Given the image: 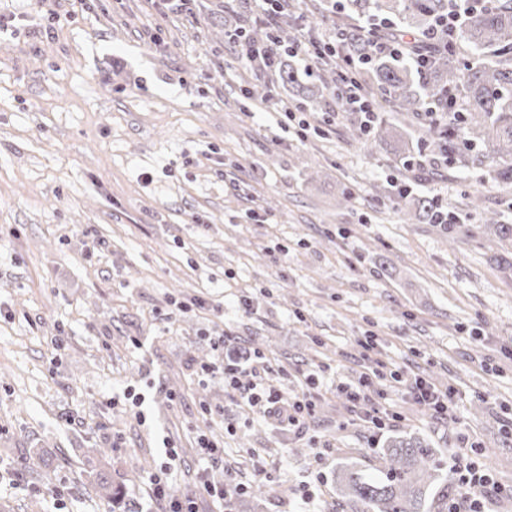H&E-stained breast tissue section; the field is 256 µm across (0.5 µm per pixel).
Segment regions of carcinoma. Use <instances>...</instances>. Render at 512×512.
<instances>
[{"instance_id": "cac0c4a2", "label": "carcinoma", "mask_w": 512, "mask_h": 512, "mask_svg": "<svg viewBox=\"0 0 512 512\" xmlns=\"http://www.w3.org/2000/svg\"><path fill=\"white\" fill-rule=\"evenodd\" d=\"M459 21L448 36V47L429 40V32L450 11ZM336 18V35L342 51L354 58L368 54L372 36L385 37V28L365 27L361 21H390L399 31L424 37L414 52L374 57L366 65L368 79L363 90L375 106L394 102L397 122L377 123L375 136L395 142L402 170L412 168L423 148L448 153V164L465 167L480 163L485 176L512 184V0H498L492 8L471 0H319L312 5L310 23L320 17ZM253 22L247 38L255 44L270 41L288 47L280 32ZM428 57L424 71L413 57ZM280 83L297 87V93L312 99L318 86L303 87L296 72L277 62L270 67ZM456 102L448 122L428 124L422 113L435 102ZM421 123L417 142L407 129ZM409 219L433 220L434 200L404 192L399 195ZM383 464L368 471L355 462L340 466V484L345 512H448L456 494L454 482L439 472V449L413 432L388 438L381 448ZM96 491L108 501H118L123 492L104 475H97Z\"/></svg>"}]
</instances>
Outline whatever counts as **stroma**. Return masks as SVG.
Listing matches in <instances>:
<instances>
[{
  "label": "stroma",
  "mask_w": 512,
  "mask_h": 512,
  "mask_svg": "<svg viewBox=\"0 0 512 512\" xmlns=\"http://www.w3.org/2000/svg\"><path fill=\"white\" fill-rule=\"evenodd\" d=\"M248 10L0 0V512H112L84 477L108 446L123 512H162L146 480L163 441L181 498L203 433L244 487L233 512H342L337 465L378 467L401 430L478 448L512 486V243L484 221L512 225V184L419 168L413 192L459 221L405 220L390 145L352 141L330 93L306 105V139L277 122L294 89L224 39ZM256 354L268 388L316 395L302 431L238 415L195 373ZM380 362L451 389L447 415L401 397L384 432L358 420L334 389Z\"/></svg>",
  "instance_id": "35a3bbf8"
}]
</instances>
